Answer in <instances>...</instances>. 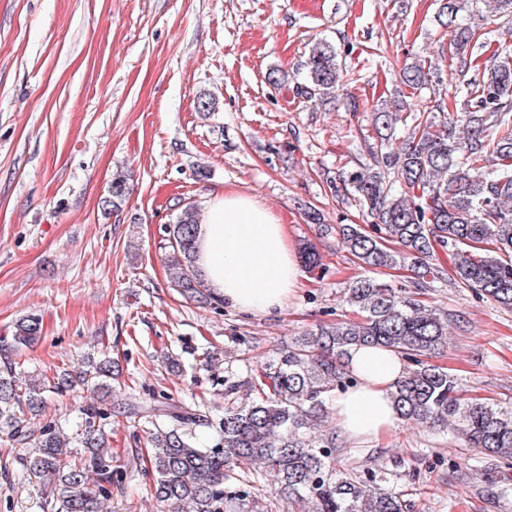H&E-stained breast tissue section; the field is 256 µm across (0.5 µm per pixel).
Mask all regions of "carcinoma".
<instances>
[{
	"mask_svg": "<svg viewBox=\"0 0 512 512\" xmlns=\"http://www.w3.org/2000/svg\"><path fill=\"white\" fill-rule=\"evenodd\" d=\"M464 0H441L437 22L451 30L450 63L462 77L461 113L438 119L439 105L419 103L410 126L391 147L403 122L405 101L377 110L369 148L372 164L324 174L330 191L354 200L364 223L336 229L358 264L407 269L412 288L394 287L374 276L355 279L343 302L358 319L316 325L273 353L259 374L224 377V412L213 413L152 397L132 406L131 416L149 425L145 448L160 512H230L253 499L267 480L296 512H409L410 502L376 466L361 475L336 470L340 446L331 411L336 392L354 384L345 365L353 346H384L407 363L392 398L402 422L451 433L467 451L512 466V405L466 398L454 374L433 362L448 344L460 315L427 305L422 296L446 279L437 252L454 255L453 280L512 311V62L471 69L466 49L478 27L459 20ZM490 17L512 20V0H484ZM343 69L336 49L317 43L303 64L296 94L307 101L336 98ZM438 79L430 58L416 56L400 76V93L416 92ZM129 194L122 175L112 179L103 209L116 208ZM200 215L194 204L164 225L161 248L172 258L170 283L181 296L220 305L196 265ZM36 315L23 318L15 341L29 345L41 333ZM112 361L87 362L75 374L51 383L42 376L20 378L12 365L0 367V433L27 449L23 477L42 488L50 512H101L112 496V455L106 426L112 410L90 405L73 439L58 420L30 425L46 408L45 393L61 394L80 384L112 389ZM217 433L216 442L195 446L196 428ZM80 451H74V448Z\"/></svg>",
	"mask_w": 512,
	"mask_h": 512,
	"instance_id": "carcinoma-1",
	"label": "carcinoma"
}]
</instances>
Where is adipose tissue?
Segmentation results:
<instances>
[{
    "label": "adipose tissue",
    "mask_w": 512,
    "mask_h": 512,
    "mask_svg": "<svg viewBox=\"0 0 512 512\" xmlns=\"http://www.w3.org/2000/svg\"><path fill=\"white\" fill-rule=\"evenodd\" d=\"M204 210L197 265L207 287L243 311L269 314L282 309L301 278L285 225L237 192L207 200ZM348 367L358 383L336 395V433L348 441H381L399 421L391 392L406 363L386 348L356 347L349 353Z\"/></svg>",
    "instance_id": "1"
}]
</instances>
